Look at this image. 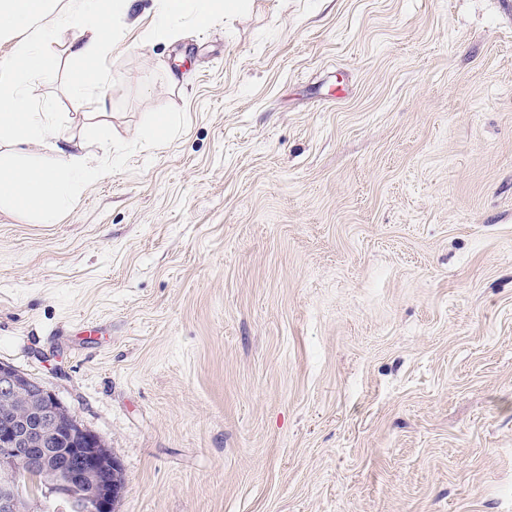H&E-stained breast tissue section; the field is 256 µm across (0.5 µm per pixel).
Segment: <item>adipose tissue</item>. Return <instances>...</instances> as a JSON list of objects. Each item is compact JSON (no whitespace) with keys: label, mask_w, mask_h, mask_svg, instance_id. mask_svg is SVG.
<instances>
[{"label":"adipose tissue","mask_w":512,"mask_h":512,"mask_svg":"<svg viewBox=\"0 0 512 512\" xmlns=\"http://www.w3.org/2000/svg\"><path fill=\"white\" fill-rule=\"evenodd\" d=\"M59 0H0V39L13 40L9 57L0 60V208L22 212L43 224L55 223L71 206L80 181L93 175L86 155L62 144L46 113L32 106L24 84L31 76H48L56 60L48 49L61 25L76 28L69 52L81 65L74 87L77 96H93L98 126L109 131L107 101L102 92L109 79L105 58L112 44L110 12L134 8L136 0H73L59 7ZM252 0H220L206 8L203 0H153L156 25L153 36H176L179 22L191 19L197 28L211 26L217 14L231 19L243 14ZM19 144L45 149L44 164H23L14 159Z\"/></svg>","instance_id":"adipose-tissue-1"}]
</instances>
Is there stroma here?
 Here are the masks:
<instances>
[{
	"label": "stroma",
	"mask_w": 512,
	"mask_h": 512,
	"mask_svg": "<svg viewBox=\"0 0 512 512\" xmlns=\"http://www.w3.org/2000/svg\"><path fill=\"white\" fill-rule=\"evenodd\" d=\"M149 5L112 16L110 139L74 30L28 82L100 175L0 212V363L105 443L115 512H512V12L255 0L158 40ZM171 124L172 119L169 115L163 113L151 114L141 124L136 135L138 137L160 141L162 135L169 131Z\"/></svg>",
	"instance_id": "35a3bbf8"
}]
</instances>
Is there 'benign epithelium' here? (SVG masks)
Segmentation results:
<instances>
[{"mask_svg":"<svg viewBox=\"0 0 512 512\" xmlns=\"http://www.w3.org/2000/svg\"><path fill=\"white\" fill-rule=\"evenodd\" d=\"M0 396L7 404L13 405V423L17 427L0 433V473L10 474L20 467H25L30 475L31 484L38 485L39 478L49 477L50 485H58L64 481L62 470L52 466L51 458L47 456L22 460L16 446L26 437L22 426L32 419L36 421V431L45 438L51 435L60 421L65 410L52 391L31 380L12 366L0 364ZM85 465L77 476L90 488V494L79 505L68 499L59 500L62 512H109L112 491L99 488L98 472L109 465L103 449L89 443L84 448ZM38 501L36 492H25L15 484L0 485V512H35L34 504Z\"/></svg>","mask_w":512,"mask_h":512,"instance_id":"obj_1","label":"benign epithelium"}]
</instances>
